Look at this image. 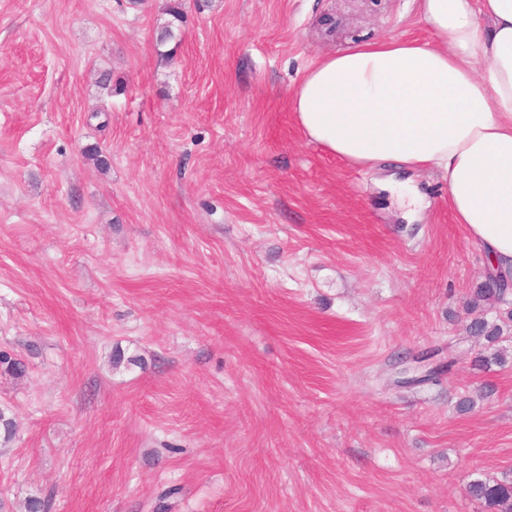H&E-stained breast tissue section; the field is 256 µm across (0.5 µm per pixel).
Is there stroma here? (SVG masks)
<instances>
[{
    "label": "stroma",
    "mask_w": 512,
    "mask_h": 512,
    "mask_svg": "<svg viewBox=\"0 0 512 512\" xmlns=\"http://www.w3.org/2000/svg\"><path fill=\"white\" fill-rule=\"evenodd\" d=\"M165 4L0 0V351L27 366L0 368V512H489L512 321L473 305L485 253L436 174L350 165L291 111L317 58L429 41L413 0H181L160 46ZM428 351L452 371L406 383Z\"/></svg>",
    "instance_id": "obj_1"
}]
</instances>
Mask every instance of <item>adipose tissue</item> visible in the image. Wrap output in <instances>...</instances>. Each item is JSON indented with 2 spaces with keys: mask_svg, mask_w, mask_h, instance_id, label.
<instances>
[{
  "mask_svg": "<svg viewBox=\"0 0 512 512\" xmlns=\"http://www.w3.org/2000/svg\"><path fill=\"white\" fill-rule=\"evenodd\" d=\"M432 39L313 61L292 94L307 139L361 167L431 170L456 223L512 277V0H415Z\"/></svg>",
  "mask_w": 512,
  "mask_h": 512,
  "instance_id": "adipose-tissue-1",
  "label": "adipose tissue"
}]
</instances>
